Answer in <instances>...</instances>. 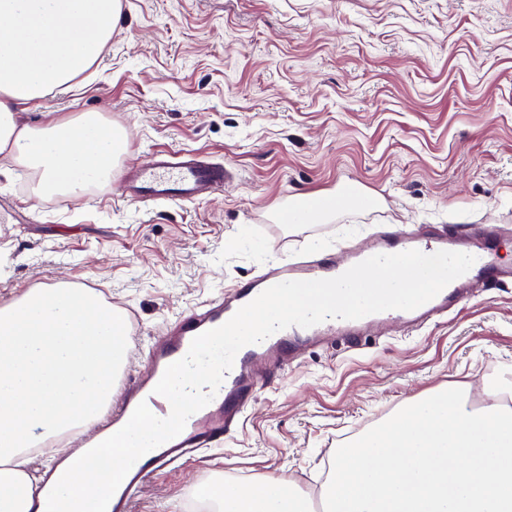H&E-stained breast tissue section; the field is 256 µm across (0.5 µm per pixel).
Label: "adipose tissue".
I'll list each match as a JSON object with an SVG mask.
<instances>
[{"mask_svg": "<svg viewBox=\"0 0 512 512\" xmlns=\"http://www.w3.org/2000/svg\"><path fill=\"white\" fill-rule=\"evenodd\" d=\"M121 0H0V154L38 175L37 194L79 196L108 185L128 152L121 126L95 112L38 126L19 107L68 87L99 59L120 17ZM352 191L304 196L289 222L335 217ZM130 344L122 313L84 288H38L0 303V512H45L29 453L108 410ZM121 467L108 451L79 469L58 471L55 512H106ZM221 512H309L282 478L227 484Z\"/></svg>", "mask_w": 512, "mask_h": 512, "instance_id": "ef3b65f1", "label": "adipose tissue"}]
</instances>
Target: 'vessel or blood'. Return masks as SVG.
I'll return each mask as SVG.
<instances>
[{"label": "vessel or blood", "mask_w": 512, "mask_h": 512, "mask_svg": "<svg viewBox=\"0 0 512 512\" xmlns=\"http://www.w3.org/2000/svg\"><path fill=\"white\" fill-rule=\"evenodd\" d=\"M231 177V170L223 163L211 161L198 153L159 151L150 164L128 168L121 190L128 201L139 204L201 202L223 191ZM471 231L465 225L457 232L448 233L429 224L423 232L413 235L388 227L378 232L370 244L353 251L348 261H340L335 254L329 253L290 265H274L243 280L230 292L181 314L163 336L148 344L147 372L125 378L112 400L109 413L87 423L68 438V447L76 451L69 462L70 467L83 466L82 449L97 445L121 429L140 402H147L157 417L169 416V401L153 392L167 366L187 354L196 336L227 322L238 309L268 287L291 280L332 278L342 274L347 265L359 263L375 254H394L411 249L426 254L473 252L476 261L469 271L415 310H388L358 320L329 319L309 328L291 326L260 343L241 348L212 401L188 418L178 436L143 455L131 467L107 508V512H131L135 497L163 467L179 461L194 449L223 444L225 436L237 427L260 387L286 371L298 359L301 341L337 335L354 342L387 322L420 324L447 313L461 286L489 288L512 280V267L499 264L494 252V245L499 239L494 225L483 224L476 230L483 235L485 245L475 251L466 242Z\"/></svg>", "instance_id": "vessel-or-blood-1"}]
</instances>
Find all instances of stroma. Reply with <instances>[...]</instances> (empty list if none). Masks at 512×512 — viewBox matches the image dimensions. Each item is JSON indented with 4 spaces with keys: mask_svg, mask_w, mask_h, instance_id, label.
<instances>
[{
    "mask_svg": "<svg viewBox=\"0 0 512 512\" xmlns=\"http://www.w3.org/2000/svg\"><path fill=\"white\" fill-rule=\"evenodd\" d=\"M84 112L126 129L123 165L195 149L238 174L203 202L136 205L117 179L35 195L0 154V302L77 282L131 314L145 343L272 262L363 244L384 224L512 225V0H121L92 74L20 119ZM348 185L370 205L277 218ZM501 370L512 381L511 282L358 349L309 346L223 446L160 472L134 512L214 493L217 475L318 495L339 446L443 388L480 403Z\"/></svg>",
    "mask_w": 512,
    "mask_h": 512,
    "instance_id": "obj_1",
    "label": "stroma"
}]
</instances>
